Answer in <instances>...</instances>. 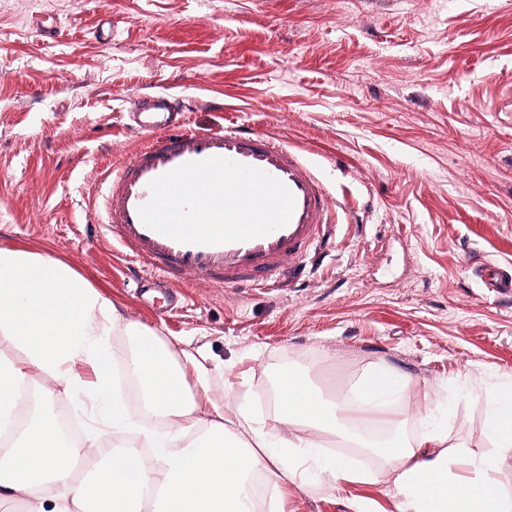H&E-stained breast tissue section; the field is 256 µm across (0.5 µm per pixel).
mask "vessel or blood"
Returning a JSON list of instances; mask_svg holds the SVG:
<instances>
[{
    "instance_id": "b4317fda",
    "label": "vessel or blood",
    "mask_w": 512,
    "mask_h": 512,
    "mask_svg": "<svg viewBox=\"0 0 512 512\" xmlns=\"http://www.w3.org/2000/svg\"><path fill=\"white\" fill-rule=\"evenodd\" d=\"M126 111L153 138L129 162L102 175L104 218L97 227L149 278L179 287L204 280L243 291L262 288L298 279L305 257L329 244L337 211L315 165L300 149L241 127L164 136L183 113L179 100L166 93L130 100ZM212 157L261 169L281 181L294 198L288 224L261 237L213 245L181 243L148 228L139 208L151 198V182L184 163ZM475 275L487 292L512 294V269L489 261Z\"/></svg>"
}]
</instances>
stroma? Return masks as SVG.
<instances>
[{"label":"stroma","instance_id":"35a3bbf8","mask_svg":"<svg viewBox=\"0 0 512 512\" xmlns=\"http://www.w3.org/2000/svg\"><path fill=\"white\" fill-rule=\"evenodd\" d=\"M66 32L43 40L33 22ZM112 39L96 37L102 16ZM187 104L180 133L245 126L305 152L347 212L301 278L240 291L132 272L86 210L149 139L129 99ZM0 246L48 253L126 319L202 354L211 398L267 418L286 367L330 390L376 368L411 382L407 436L487 448L486 392L512 376V0H0ZM397 512L383 477L269 490L284 512ZM479 280V288H485L488 293L495 295L512 294V269L500 264L487 261L475 272Z\"/></svg>","mask_w":512,"mask_h":512}]
</instances>
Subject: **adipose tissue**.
<instances>
[{
    "instance_id": "adipose-tissue-1",
    "label": "adipose tissue",
    "mask_w": 512,
    "mask_h": 512,
    "mask_svg": "<svg viewBox=\"0 0 512 512\" xmlns=\"http://www.w3.org/2000/svg\"><path fill=\"white\" fill-rule=\"evenodd\" d=\"M119 334L133 346L115 355ZM118 363L163 431L135 424L109 401ZM386 379L351 402L345 390L324 395L308 371L292 370L278 382L271 422L243 411L228 417L209 397V371L195 357L127 321L62 261L0 246V489L24 512H246L245 481L253 475L278 487L308 468L318 488H335L352 469L320 453L317 438L362 430L391 435L373 454L398 512H512V484L500 476L512 452V380L487 385L495 448L484 451L437 427L407 441L400 413L407 383L393 373ZM36 380L43 396L63 389L93 400L81 441L68 440L54 416L27 408L26 388ZM23 407L28 418L20 425ZM93 453L97 466L75 478L73 458Z\"/></svg>"
}]
</instances>
